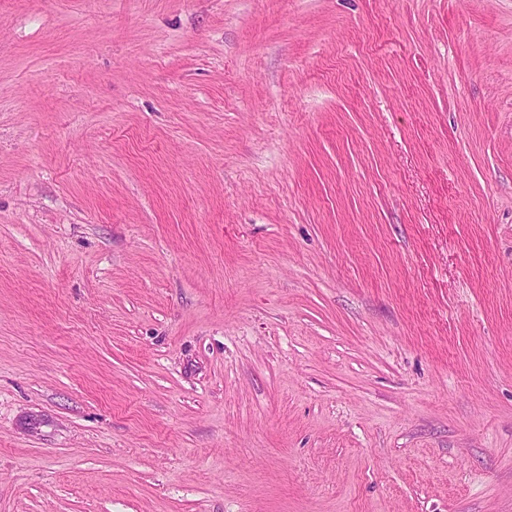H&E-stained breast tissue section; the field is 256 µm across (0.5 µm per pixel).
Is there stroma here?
<instances>
[{"label":"stroma","mask_w":512,"mask_h":512,"mask_svg":"<svg viewBox=\"0 0 512 512\" xmlns=\"http://www.w3.org/2000/svg\"><path fill=\"white\" fill-rule=\"evenodd\" d=\"M0 512H512V0H0Z\"/></svg>","instance_id":"35a3bbf8"}]
</instances>
